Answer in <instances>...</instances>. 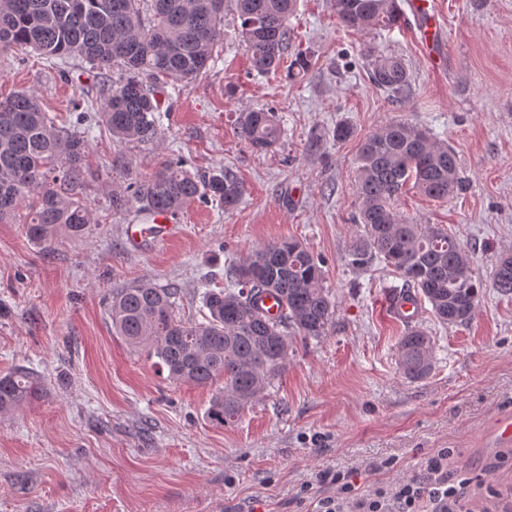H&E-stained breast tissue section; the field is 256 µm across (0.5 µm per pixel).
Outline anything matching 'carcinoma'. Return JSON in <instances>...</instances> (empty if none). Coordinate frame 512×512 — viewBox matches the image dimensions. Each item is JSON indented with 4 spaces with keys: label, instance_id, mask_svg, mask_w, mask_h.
I'll use <instances>...</instances> for the list:
<instances>
[{
    "label": "carcinoma",
    "instance_id": "carcinoma-1",
    "mask_svg": "<svg viewBox=\"0 0 512 512\" xmlns=\"http://www.w3.org/2000/svg\"><path fill=\"white\" fill-rule=\"evenodd\" d=\"M226 0H0V51L30 48L61 60L78 57L104 74L99 86L100 122L112 140L153 144L161 136L162 87L182 90L216 62L224 36ZM238 35L259 75L284 72L294 81L312 65L299 50L289 64L297 0H233ZM338 22L358 31L400 25L398 0H328ZM373 86L399 101L412 87L404 59L368 48ZM77 128L55 125L31 90L0 99V220L30 201L25 233L47 248L65 235L87 237L88 207L79 198L83 160L94 109L75 108ZM237 133L255 153L274 151L283 136L273 109L244 106ZM359 223L363 234L348 249L349 265L367 271L377 263L403 280L393 301H423L442 325L468 323L486 285L473 254L434 224H416L397 208L407 189L439 201L464 193L456 152L444 139L416 125L393 121L360 145L357 157ZM244 184L227 169L194 174L169 163L125 192L112 194V209L174 214L196 201H216L231 210ZM492 288L512 296V254L501 256ZM178 289L141 281L118 288L107 301L112 331L130 348L144 349L173 384L216 386L208 410L219 424L232 420L265 393L288 363L293 337L326 335L336 301L324 287L321 259L295 240L248 251L225 270V284L204 292L207 314L185 320L175 312ZM268 297L280 303L271 316ZM435 359V339L421 326L401 337L396 364L407 379L426 378ZM40 378L15 369L0 375V414L13 413L43 393Z\"/></svg>",
    "mask_w": 512,
    "mask_h": 512
}]
</instances>
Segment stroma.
<instances>
[{"label":"stroma","instance_id":"35a3bbf8","mask_svg":"<svg viewBox=\"0 0 512 512\" xmlns=\"http://www.w3.org/2000/svg\"><path fill=\"white\" fill-rule=\"evenodd\" d=\"M439 8L448 61L440 72L428 66L412 16L361 33L341 26L326 0H299L292 47L309 51L312 65L296 83L251 73L225 10L219 62L163 97L157 143L120 146L87 132L85 239L62 236L48 250L32 242L25 203L0 220V373L23 367L45 383L40 399L0 416V512H305L296 493L312 472L354 467L360 485H381L441 448L454 451L449 478L470 481L468 507L512 487V444L496 433L512 417V297L486 289L462 326L440 325L420 306L415 322L432 332L435 360L412 381L396 365L406 323L390 298L401 279L379 263H347L362 233L359 144L394 121L447 140L470 181L466 195L445 202L407 192L399 211L460 239L484 281L512 253V0ZM370 46L409 64L404 101L371 85ZM96 80L78 59L0 52V97L33 90L60 126L74 121V103L91 105ZM243 106L286 115L276 152L241 141L234 119ZM342 120L355 130L348 141L308 151L312 131ZM177 159L194 172L230 169L245 185L242 201L230 211L192 203L175 216L172 238L130 247L134 218L113 210V192ZM284 239L321 258L335 316L326 336L295 341L259 400L216 424L207 416L212 388L167 381L146 352L113 334L105 300L149 281L178 288L177 315L200 318L204 282L223 285L231 261ZM386 458L392 470L371 471Z\"/></svg>","mask_w":512,"mask_h":512}]
</instances>
